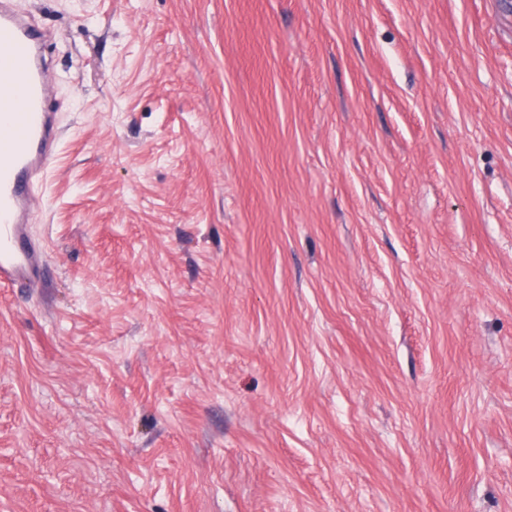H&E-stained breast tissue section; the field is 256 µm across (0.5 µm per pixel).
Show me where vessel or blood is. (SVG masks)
<instances>
[{
  "label": "vessel or blood",
  "instance_id": "vessel-or-blood-1",
  "mask_svg": "<svg viewBox=\"0 0 512 512\" xmlns=\"http://www.w3.org/2000/svg\"><path fill=\"white\" fill-rule=\"evenodd\" d=\"M49 34L0 0V287L34 284L46 247L29 233L36 177L57 156L59 129L45 87L43 56Z\"/></svg>",
  "mask_w": 512,
  "mask_h": 512
}]
</instances>
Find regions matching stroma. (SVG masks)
I'll return each instance as SVG.
<instances>
[{
  "mask_svg": "<svg viewBox=\"0 0 512 512\" xmlns=\"http://www.w3.org/2000/svg\"><path fill=\"white\" fill-rule=\"evenodd\" d=\"M18 3L0 512H512V0ZM49 34L16 5L0 1V287L34 284L46 247L29 233L34 180L57 156L59 129L45 87L43 56Z\"/></svg>",
  "mask_w": 512,
  "mask_h": 512,
  "instance_id": "1",
  "label": "stroma"
}]
</instances>
